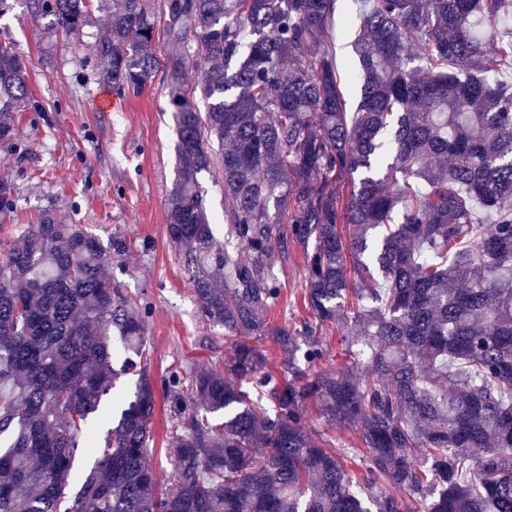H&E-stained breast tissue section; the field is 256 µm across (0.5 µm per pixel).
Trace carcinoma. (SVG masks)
<instances>
[{
    "label": "carcinoma",
    "instance_id": "obj_1",
    "mask_svg": "<svg viewBox=\"0 0 512 512\" xmlns=\"http://www.w3.org/2000/svg\"><path fill=\"white\" fill-rule=\"evenodd\" d=\"M88 2L28 0L65 35L89 24ZM339 2L165 0L159 14L112 0L86 61L117 91L163 70L180 165L168 240L203 318L237 340L225 373L161 384L175 436L159 492L140 307L106 280L89 228L40 216L0 249V512H512V83L499 79L512 37H498L512 0H362L354 112L330 32ZM160 28L177 49L163 62ZM193 46L190 96L180 50ZM27 97L23 60L1 46L0 142ZM215 170L222 242L202 182ZM283 222L305 252L310 314L346 327L343 373L302 372L297 353L321 351L269 327ZM268 334L288 354L277 375L255 345ZM311 404L359 435L374 495L352 490Z\"/></svg>",
    "mask_w": 512,
    "mask_h": 512
}]
</instances>
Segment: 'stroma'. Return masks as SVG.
I'll use <instances>...</instances> for the list:
<instances>
[{
    "label": "stroma",
    "instance_id": "obj_1",
    "mask_svg": "<svg viewBox=\"0 0 512 512\" xmlns=\"http://www.w3.org/2000/svg\"><path fill=\"white\" fill-rule=\"evenodd\" d=\"M8 2L0 12V44L24 58L30 104L11 115L13 143H0V184L10 189L8 204L0 206V245L45 212L63 224L90 225L104 248L122 241L125 248L113 255L105 276L141 307L149 375L158 381L194 367L223 372L236 337L203 319L194 285L166 234V202L178 162L162 73L139 93L113 94L112 111H97L94 100L104 85L85 59L112 0H92L91 24L70 36L35 25L26 0ZM358 12L348 0L330 22L344 79L355 63L348 43L359 29ZM272 271L281 292L269 312L270 327L300 333L312 328L322 351L301 370L347 369L342 323H314L306 307L301 246L289 243L287 257L273 256ZM171 426L167 403L158 399L149 463L162 482L172 469Z\"/></svg>",
    "mask_w": 512,
    "mask_h": 512
}]
</instances>
